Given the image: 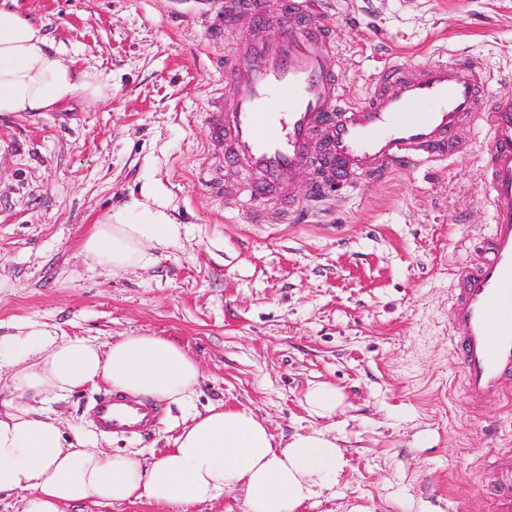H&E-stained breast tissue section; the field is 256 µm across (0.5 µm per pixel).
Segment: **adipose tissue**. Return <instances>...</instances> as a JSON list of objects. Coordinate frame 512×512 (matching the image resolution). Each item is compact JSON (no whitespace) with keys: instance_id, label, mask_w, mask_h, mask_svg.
Segmentation results:
<instances>
[{"instance_id":"ef3b65f1","label":"adipose tissue","mask_w":512,"mask_h":512,"mask_svg":"<svg viewBox=\"0 0 512 512\" xmlns=\"http://www.w3.org/2000/svg\"><path fill=\"white\" fill-rule=\"evenodd\" d=\"M110 92L98 73L65 58L41 24L0 10V113L54 112L75 97L104 101ZM180 234L164 210L135 200L95 224L82 250L99 264L124 269L150 262V249ZM0 366L9 369L16 395L0 411V493L21 496L22 512H66L80 503L108 507L142 497L187 506L238 491L245 512H297L332 489L343 471V448L323 422L342 410L345 395L327 382L312 384L304 395L314 425L288 439H275L252 411L217 405L193 413L173 448L150 460L96 448L81 437L65 442L56 418L35 402L102 382L185 404L201 373L181 346L135 335L105 350L94 339L28 323L0 336Z\"/></svg>"}]
</instances>
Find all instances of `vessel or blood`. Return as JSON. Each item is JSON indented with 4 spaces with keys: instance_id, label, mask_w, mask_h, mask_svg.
<instances>
[{
    "instance_id": "1",
    "label": "vessel or blood",
    "mask_w": 512,
    "mask_h": 512,
    "mask_svg": "<svg viewBox=\"0 0 512 512\" xmlns=\"http://www.w3.org/2000/svg\"><path fill=\"white\" fill-rule=\"evenodd\" d=\"M243 18L255 35L224 59L235 104L225 107L223 88H214L204 121L210 149L250 174L253 200L318 160L346 176H377L462 156L472 142L461 131L486 127L482 191L492 224L477 258L458 269L448 309L463 391L471 411L481 412L488 396L512 390V97L493 94L490 76L465 59L394 62L356 101L322 48L319 0H288L278 20L266 0H224L214 27ZM87 415L99 432L135 438L155 430L164 413L155 401L110 390ZM495 482L502 490L495 512H512V468Z\"/></svg>"
}]
</instances>
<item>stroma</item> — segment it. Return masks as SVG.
<instances>
[{
  "label": "stroma",
  "instance_id": "obj_1",
  "mask_svg": "<svg viewBox=\"0 0 512 512\" xmlns=\"http://www.w3.org/2000/svg\"><path fill=\"white\" fill-rule=\"evenodd\" d=\"M221 0H6L112 86L55 112L0 114V335L21 324L102 346L150 334L200 366L192 399L168 405L150 435L97 432L85 412L104 384L46 401L65 437L148 459L189 414L252 410L278 438L311 423L308 387L328 382L346 406L328 424L344 448L336 487L298 512H492L496 472L512 462V404L468 411L448 331L455 268L489 230L481 193L483 128L464 156L386 178L357 176L292 224L312 168L272 193L254 221L224 201L245 174L207 151L204 113L224 58L249 40L239 24L211 38ZM342 83L364 98L391 57L472 58L512 93V0H324ZM152 187L179 240L146 265L114 271L82 251L93 224ZM232 494L191 506L135 500L67 512H244Z\"/></svg>",
  "mask_w": 512,
  "mask_h": 512
}]
</instances>
